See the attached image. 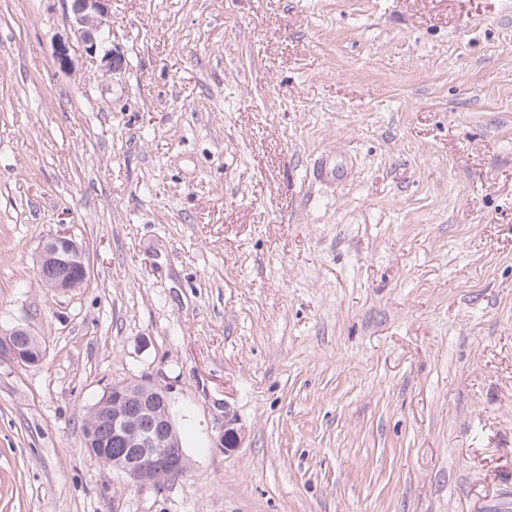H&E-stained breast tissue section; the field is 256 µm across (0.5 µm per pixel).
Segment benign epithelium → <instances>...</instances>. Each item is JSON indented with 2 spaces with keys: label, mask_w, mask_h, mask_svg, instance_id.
<instances>
[{
  "label": "benign epithelium",
  "mask_w": 512,
  "mask_h": 512,
  "mask_svg": "<svg viewBox=\"0 0 512 512\" xmlns=\"http://www.w3.org/2000/svg\"><path fill=\"white\" fill-rule=\"evenodd\" d=\"M73 33L84 45L92 62L105 73L120 70L124 56L113 49H102L104 27L111 18L112 0H72ZM41 266L57 271L43 280L54 291H68L87 278L85 257L68 232L60 230L39 247ZM46 356L42 342L29 330L18 327L0 337V361L17 365H38ZM88 446L104 448L97 431L109 430L121 442L123 452L112 456V469L140 485H161L173 472L188 470L170 413L167 392L150 380L118 383L107 388L91 408Z\"/></svg>",
  "instance_id": "7a95c632"
}]
</instances>
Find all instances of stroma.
Listing matches in <instances>:
<instances>
[{
  "label": "stroma",
  "instance_id": "stroma-1",
  "mask_svg": "<svg viewBox=\"0 0 512 512\" xmlns=\"http://www.w3.org/2000/svg\"><path fill=\"white\" fill-rule=\"evenodd\" d=\"M472 5L113 0L107 75L69 0H0V336L46 348L0 363V512L512 507V8ZM144 378L160 487L83 445ZM41 266L56 270L53 278L42 280L46 288L54 291H68L75 288V280L83 284L87 278L85 257L68 232L60 230L46 238L39 247ZM38 266L39 276H50L51 271ZM46 356L42 342L29 330L17 327L8 336L0 337V361L17 365H37Z\"/></svg>",
  "mask_w": 512,
  "mask_h": 512
}]
</instances>
